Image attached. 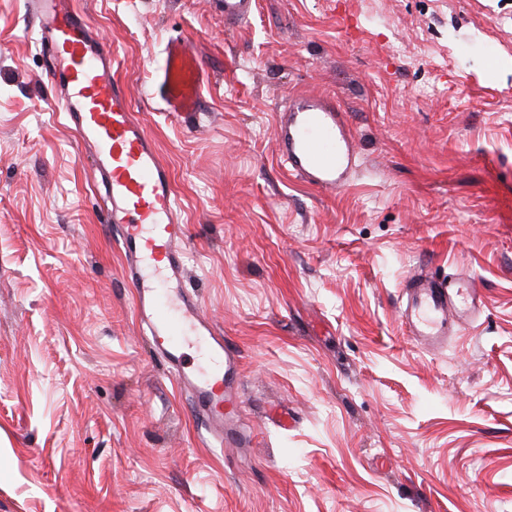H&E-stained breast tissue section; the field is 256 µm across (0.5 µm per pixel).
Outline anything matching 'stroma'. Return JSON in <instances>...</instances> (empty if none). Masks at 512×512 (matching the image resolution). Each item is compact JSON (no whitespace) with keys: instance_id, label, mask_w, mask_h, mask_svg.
<instances>
[{"instance_id":"1","label":"stroma","mask_w":512,"mask_h":512,"mask_svg":"<svg viewBox=\"0 0 512 512\" xmlns=\"http://www.w3.org/2000/svg\"><path fill=\"white\" fill-rule=\"evenodd\" d=\"M73 4L171 171L247 438H199L47 109L28 0H0V512H512V0H257L233 31L220 0ZM178 36L203 71L187 125L157 96ZM301 93L347 112L344 190L280 159ZM419 269L485 296L434 353L399 317Z\"/></svg>"}]
</instances>
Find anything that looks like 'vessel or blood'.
Wrapping results in <instances>:
<instances>
[{
    "label": "vessel or blood",
    "mask_w": 512,
    "mask_h": 512,
    "mask_svg": "<svg viewBox=\"0 0 512 512\" xmlns=\"http://www.w3.org/2000/svg\"><path fill=\"white\" fill-rule=\"evenodd\" d=\"M225 26L246 21L256 0H221ZM33 18L53 56L51 83L60 89L52 108L66 114L102 186L104 224L125 257L124 277L137 297L156 355L180 391L190 393L201 429L223 442L240 408L241 356L218 336L200 299L185 289L182 255L189 237L175 203L169 169L135 116L124 85L112 71V49L71 0H32ZM200 68L185 40L168 43L159 93L169 115L200 109ZM275 139L289 172L311 186L336 192L349 186L358 156L346 114L335 99L297 95L276 115ZM400 317L419 345L448 341L449 325L463 328L484 304L474 279L408 275Z\"/></svg>",
    "instance_id": "vessel-or-blood-1"
}]
</instances>
